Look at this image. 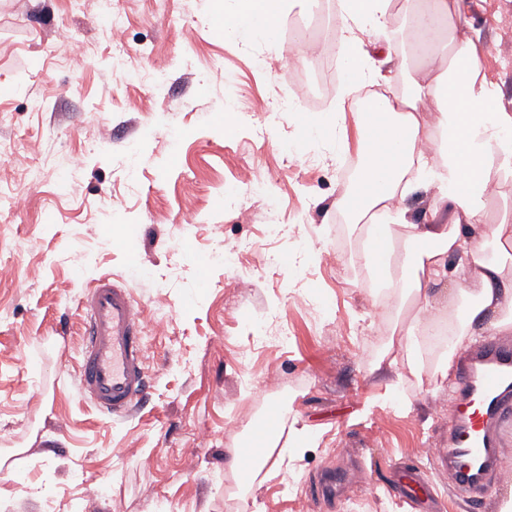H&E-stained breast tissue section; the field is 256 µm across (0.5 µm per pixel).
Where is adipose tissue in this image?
<instances>
[{
  "instance_id": "obj_1",
  "label": "adipose tissue",
  "mask_w": 512,
  "mask_h": 512,
  "mask_svg": "<svg viewBox=\"0 0 512 512\" xmlns=\"http://www.w3.org/2000/svg\"><path fill=\"white\" fill-rule=\"evenodd\" d=\"M391 0H341L338 52L353 70L382 76L380 60L364 49L362 32L383 33ZM467 0H402L400 10L418 59L441 61L433 77L376 99L373 124L359 113L365 166L347 211L367 242L360 251L374 271V302L403 311L393 333L395 355L422 366L431 313L445 316L450 342L439 364L481 333L512 335V218L494 217L490 201L512 182V105L500 78L486 69L480 32L466 19ZM278 15L275 0H240L225 26L243 39L268 36ZM432 104L435 118L421 107ZM430 192L422 223L410 222L405 199Z\"/></svg>"
}]
</instances>
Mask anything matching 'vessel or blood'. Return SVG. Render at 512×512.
I'll use <instances>...</instances> for the list:
<instances>
[{
  "label": "vessel or blood",
  "instance_id": "b4317fda",
  "mask_svg": "<svg viewBox=\"0 0 512 512\" xmlns=\"http://www.w3.org/2000/svg\"><path fill=\"white\" fill-rule=\"evenodd\" d=\"M80 389L104 414L119 419L142 403L150 388L144 327L130 291L107 276L88 287ZM459 399L449 405V447L436 460L450 470L459 494L482 506L503 481L502 444L512 429V336H493L460 354Z\"/></svg>",
  "mask_w": 512,
  "mask_h": 512
}]
</instances>
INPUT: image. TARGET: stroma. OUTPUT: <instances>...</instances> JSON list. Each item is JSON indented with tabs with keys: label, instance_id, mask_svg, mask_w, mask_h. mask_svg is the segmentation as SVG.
<instances>
[{
	"label": "stroma",
	"instance_id": "obj_1",
	"mask_svg": "<svg viewBox=\"0 0 512 512\" xmlns=\"http://www.w3.org/2000/svg\"><path fill=\"white\" fill-rule=\"evenodd\" d=\"M112 7L127 20L118 50L98 0H0V150L32 158L0 178V262L12 268L0 279V512H410L389 487L415 465L436 489L426 512H472L420 454L448 427L449 376L370 372L393 314L375 306L337 202L360 160L355 103L384 84L337 56L320 104L291 95L319 79L291 35L339 24L338 0H288L274 37L252 40L222 25L236 0ZM468 17L511 103L499 49L512 44V0H469ZM64 31L85 45L82 67L51 52ZM321 119L330 132L306 137ZM246 164L261 182L238 181ZM18 193L27 210L9 206ZM186 206L196 225L180 224ZM220 247L230 263H212ZM243 273L250 288L232 293ZM104 274L170 320L168 335L145 336L147 401L117 421L78 383L80 302ZM401 374L408 412L391 406ZM272 410L311 438L279 475L243 483L236 450ZM332 472L344 486L333 500L316 492Z\"/></svg>",
	"mask_w": 512,
	"mask_h": 512
}]
</instances>
